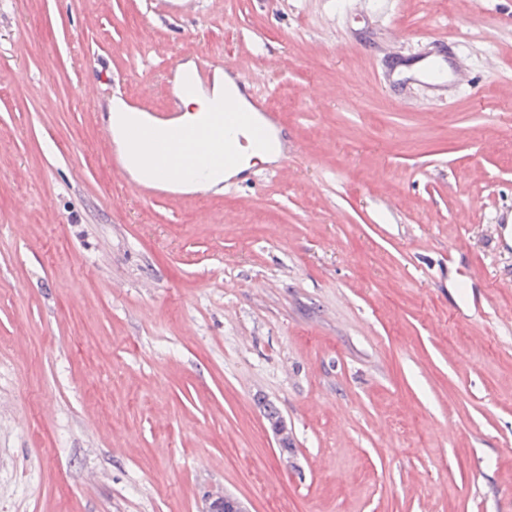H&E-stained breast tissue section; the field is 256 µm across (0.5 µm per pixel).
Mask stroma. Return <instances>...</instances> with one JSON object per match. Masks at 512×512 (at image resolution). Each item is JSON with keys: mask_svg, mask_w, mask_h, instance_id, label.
Instances as JSON below:
<instances>
[{"mask_svg": "<svg viewBox=\"0 0 512 512\" xmlns=\"http://www.w3.org/2000/svg\"><path fill=\"white\" fill-rule=\"evenodd\" d=\"M190 3L0 0V512H512V0ZM197 60L291 157L142 198ZM223 69H224V72L229 74L236 81L237 85H239L240 87H244L246 85V79L240 71L228 68L227 66L223 67L222 63L214 62L207 66L195 63V69L192 73V83L194 85V89L200 84H205V83L210 82V80L212 79L215 72L217 70H223ZM194 89H190L186 85H184L181 91H177V90H175V85L172 83L171 88H170V92H171L170 96H171L172 100H176L178 94H182V91L194 90Z\"/></svg>", "mask_w": 512, "mask_h": 512, "instance_id": "obj_1", "label": "stroma"}]
</instances>
